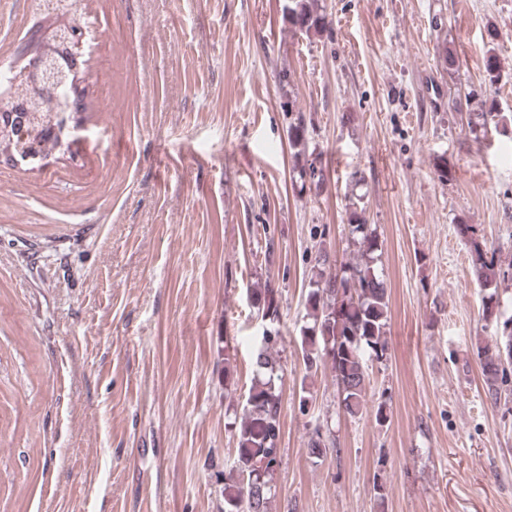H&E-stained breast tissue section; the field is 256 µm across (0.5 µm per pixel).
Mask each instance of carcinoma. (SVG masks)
Wrapping results in <instances>:
<instances>
[{
    "label": "carcinoma",
    "mask_w": 512,
    "mask_h": 512,
    "mask_svg": "<svg viewBox=\"0 0 512 512\" xmlns=\"http://www.w3.org/2000/svg\"><path fill=\"white\" fill-rule=\"evenodd\" d=\"M281 13L288 30L308 38L320 36L329 26L324 0H281ZM437 62L453 79L459 73L458 58L444 40L437 45ZM26 95L37 98L39 107L27 113L23 125L24 144L47 154L59 149V140L70 139V113L60 106L75 101L71 82L48 88H30ZM292 115L288 136L295 148L293 172L301 182H310L320 194L325 176L315 163L301 161L305 154L306 117L297 97L290 95L282 105ZM466 129L476 142L494 136L512 139V112L495 100L484 101L477 110L466 113ZM364 195L353 194L345 205L350 226V244L356 255L345 262L333 259L327 245L314 257L305 307L309 323L301 329L300 350L305 371L310 373L328 364L334 374L341 408L351 417L366 409L367 361L381 360L387 354L389 294L376 264L381 250L375 229L365 218ZM458 233L470 243L474 280L483 292V315L498 317L499 290L507 271L488 255L486 245L474 237L472 225L460 224ZM254 308L261 320H278V289L269 286L252 292ZM512 317L503 321L502 335L477 348L485 397L493 404L512 394L509 364L512 363V332H506ZM280 339L263 330L257 338L253 358L254 383L242 405L235 426L237 446L230 482L224 484V512H270L272 476L280 461V417L282 411L279 382L283 368L273 356ZM308 453L321 457L330 450L320 431L309 436Z\"/></svg>",
    "instance_id": "obj_1"
}]
</instances>
